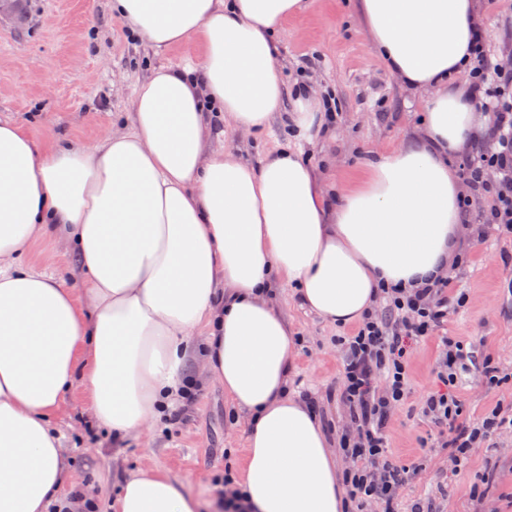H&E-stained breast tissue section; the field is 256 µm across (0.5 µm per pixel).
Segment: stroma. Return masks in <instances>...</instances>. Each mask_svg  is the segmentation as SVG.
<instances>
[{"instance_id": "35a3bbf8", "label": "stroma", "mask_w": 512, "mask_h": 512, "mask_svg": "<svg viewBox=\"0 0 512 512\" xmlns=\"http://www.w3.org/2000/svg\"><path fill=\"white\" fill-rule=\"evenodd\" d=\"M302 2L280 33L279 69L285 88L302 83L339 104L332 131L307 148L331 192L354 185L364 164L413 137L423 96L388 71L353 15L355 0ZM479 7L492 50L511 61L512 38L504 30L512 24V0H479ZM198 51L193 41L158 49L133 37L113 15L112 0H23L19 9L0 14V122L22 126L40 144L92 145L111 131L113 118L130 111L137 84L153 68L184 65ZM286 118V111L276 112L269 128L254 136L231 134L224 120H211L210 144L259 164L282 144ZM464 250L469 262L451 274L465 304L449 317L443 335L463 342L475 360L490 359L503 380L489 385L472 370L458 394L471 421L495 408L512 416V237L490 226L484 239H466ZM29 253L67 287L80 288L63 241H36ZM274 306L301 341L293 389L314 396L333 433H340L346 409L334 396L343 377L336 339L349 327L301 307L287 287L277 290ZM439 338L410 349L409 394L387 429L390 457L414 470L398 491L397 510L428 502L433 512H512V428L493 433L456 467L421 413L424 398L439 386ZM180 413L176 424L160 422L150 431L115 437L96 426L84 388L76 387L54 419L71 461L60 496L80 492L106 505L132 473L159 470L198 498L202 512H217L225 472L242 470L247 424L212 378L196 379Z\"/></svg>"}]
</instances>
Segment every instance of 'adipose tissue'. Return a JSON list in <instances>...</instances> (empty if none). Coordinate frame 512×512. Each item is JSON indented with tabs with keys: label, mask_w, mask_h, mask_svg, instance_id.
<instances>
[{
	"label": "adipose tissue",
	"mask_w": 512,
	"mask_h": 512,
	"mask_svg": "<svg viewBox=\"0 0 512 512\" xmlns=\"http://www.w3.org/2000/svg\"><path fill=\"white\" fill-rule=\"evenodd\" d=\"M300 0H112L157 48L196 40L197 61L159 67L132 121L93 145L41 149L0 122V512H99L56 498L69 477L52 417L76 383L97 425L139 433L190 394L191 363L249 419L237 486L257 512H346L336 455L290 389L298 351L270 303L280 285L332 324L361 320L380 285L447 276L460 241L452 157L485 129L453 84L483 19L477 0H358L376 53L426 94L416 138L328 201L303 147L326 108L298 89L288 140L259 165L209 145V116L263 130L282 104L276 33ZM53 234L82 291L25 260ZM201 343H194L197 332ZM112 512H197L166 474L141 472Z\"/></svg>",
	"instance_id": "adipose-tissue-1"
}]
</instances>
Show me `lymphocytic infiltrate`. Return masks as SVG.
Segmentation results:
<instances>
[{"instance_id":"f902f5d3","label":"lymphocytic infiltrate","mask_w":512,"mask_h":512,"mask_svg":"<svg viewBox=\"0 0 512 512\" xmlns=\"http://www.w3.org/2000/svg\"><path fill=\"white\" fill-rule=\"evenodd\" d=\"M469 93L472 104L488 112L489 120L458 165V177L468 188L461 203L462 221L479 232L490 224L511 236L512 67L489 56L482 39L473 54ZM380 296L383 307L365 313L353 332L340 339L345 358L336 395L352 428L341 433L339 445L354 463L343 475L347 502L359 508L371 503L378 512H395L396 492L410 470L389 459L387 427L392 410L408 393L409 349L412 343L436 335L462 306L464 295L446 277L425 280L417 288H384ZM471 360L459 341L441 337L442 387L428 394L422 406L423 416L448 450L449 461L457 466L505 422L496 409L476 424L464 417L457 384Z\"/></svg>"}]
</instances>
